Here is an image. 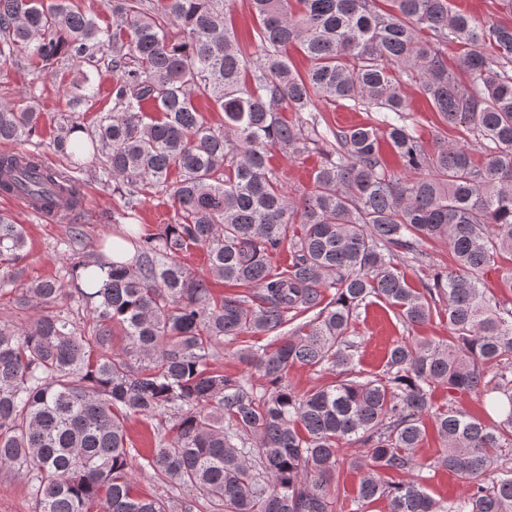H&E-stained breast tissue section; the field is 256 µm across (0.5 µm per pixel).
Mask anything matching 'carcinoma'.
<instances>
[{
	"label": "carcinoma",
	"instance_id": "1",
	"mask_svg": "<svg viewBox=\"0 0 512 512\" xmlns=\"http://www.w3.org/2000/svg\"><path fill=\"white\" fill-rule=\"evenodd\" d=\"M230 2L108 0V30L67 0H0V73L20 55L48 72L74 58L112 72V111L90 130L75 117L60 127L55 148L69 165L0 153V194L78 214L75 173L90 155L124 214L163 191L176 207L155 233L126 229L134 263L102 244L73 251L67 276L28 284L23 226L0 216V291L34 311L24 326L0 322V468L28 477L34 512H92L100 501L109 512H167L138 491L127 433L132 418L158 416L147 466L171 498L190 497L184 512L196 499L212 512H343L334 481L345 467L362 472L359 512L381 499L389 512H512V301L484 287L494 270L512 292V267L498 265L512 254V24L480 22L449 0H250L248 49ZM296 44L310 61L303 73L289 57ZM450 44L462 48L464 83L441 52ZM406 79L443 125L474 134L483 163L440 137L425 150ZM202 97L224 128L200 112ZM320 101L375 116L334 128ZM37 119L29 101L0 106V141L28 140ZM276 146L322 156L299 198L270 164ZM432 240L448 244L455 269L414 288L398 253L422 262ZM193 248L208 275L184 263ZM211 277L243 293H217ZM372 297L409 329L446 317L448 341L404 336L381 372L356 370L355 323ZM243 334L276 347L238 350L245 375L213 366L214 351ZM294 367L335 380L301 391L288 380ZM438 386L448 403H433ZM491 393L507 408L491 400L490 422L456 401ZM427 419L442 443L429 464L416 454ZM426 467L456 473L469 491L432 498L415 478Z\"/></svg>",
	"mask_w": 512,
	"mask_h": 512
}]
</instances>
